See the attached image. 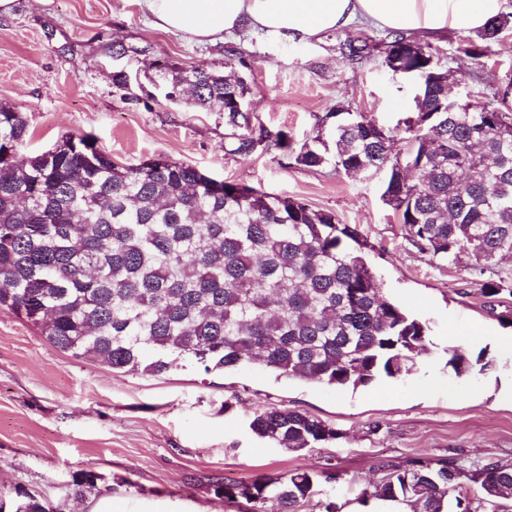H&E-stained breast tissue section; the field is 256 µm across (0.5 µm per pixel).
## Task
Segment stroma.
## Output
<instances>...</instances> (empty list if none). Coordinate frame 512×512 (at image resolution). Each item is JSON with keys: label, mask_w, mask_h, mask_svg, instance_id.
Wrapping results in <instances>:
<instances>
[{"label": "stroma", "mask_w": 512, "mask_h": 512, "mask_svg": "<svg viewBox=\"0 0 512 512\" xmlns=\"http://www.w3.org/2000/svg\"><path fill=\"white\" fill-rule=\"evenodd\" d=\"M383 39L385 30L358 23L328 34L318 47L270 42L262 33H230L200 46L155 30L133 0H14L0 16V103L25 113V154L37 155L62 135H87L116 162L162 156L218 179L300 199L358 228L366 260L382 290L427 320L432 342L407 377L338 389L276 379L250 365L225 374L196 367L159 377L112 371L49 345L39 331L0 310V500L24 490L54 512H90L105 497L112 512H247L215 492V482L248 484L295 470L322 475L299 512H375L359 494L379 481L380 463L407 466L448 461L471 467L493 459L512 464V353L498 340L512 335V254L486 276L502 279L496 300L480 292L466 255L440 259L408 243L382 199L383 174L353 176L331 167L307 169L256 149L228 153L223 113L192 101L168 102L154 91L149 63L182 68L221 64L228 49L248 61L254 120L288 133L295 144L316 137L327 112L344 105L387 129L413 110L415 82L392 75L382 57L351 63L338 43L348 33ZM467 32L431 40L439 65L457 91L486 92L490 76L512 75V32L482 62L459 50ZM120 42L139 52L113 61ZM125 67L154 98L122 99L112 84ZM470 354L488 350L493 366L456 376L449 344ZM298 410L336 429V440L293 453L248 428L254 412ZM94 472L93 487L76 477Z\"/></svg>", "instance_id": "1"}]
</instances>
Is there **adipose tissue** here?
I'll list each match as a JSON object with an SVG mask.
<instances>
[{
	"instance_id": "1",
	"label": "adipose tissue",
	"mask_w": 512,
	"mask_h": 512,
	"mask_svg": "<svg viewBox=\"0 0 512 512\" xmlns=\"http://www.w3.org/2000/svg\"><path fill=\"white\" fill-rule=\"evenodd\" d=\"M162 32L200 44L232 31L262 32L275 42L312 44L364 21L408 35L478 30L508 0H134Z\"/></svg>"
}]
</instances>
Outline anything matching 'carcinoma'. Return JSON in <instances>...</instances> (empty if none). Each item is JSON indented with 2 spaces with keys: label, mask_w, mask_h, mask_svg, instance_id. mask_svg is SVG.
<instances>
[{
  "label": "carcinoma",
  "mask_w": 512,
  "mask_h": 512,
  "mask_svg": "<svg viewBox=\"0 0 512 512\" xmlns=\"http://www.w3.org/2000/svg\"><path fill=\"white\" fill-rule=\"evenodd\" d=\"M512 30V13L490 20L464 52L479 61ZM382 50L394 74L414 76L420 98L396 135L368 115L338 106L327 113L328 139L294 148L288 134L254 124L249 93L225 70L247 66L230 50L224 69L151 67L171 90L196 88V106L224 113L228 152L262 146L309 169L350 175L386 173L382 199L417 250L443 258L467 253L484 273L512 253V76L491 84L492 99L458 107L437 81L446 74L431 46L402 32L378 44L368 36L339 42L347 61ZM28 123L0 105V309L25 319L55 348L110 369L161 376L196 365L224 373L260 364L278 379L335 388L366 387L416 370L429 352V326L387 296L362 255L357 228L331 212L253 186L217 182L163 157L121 165L86 136L67 134L52 149L23 154ZM486 351L448 346L455 374L486 371ZM259 438L297 452L337 438L298 410L275 407L249 422ZM380 483L361 498L406 504L411 512H474L464 484L482 501L512 499V465L487 460L470 470L441 461L381 464ZM318 476L294 471L242 486L215 484L249 512H298ZM13 512H51L16 491Z\"/></svg>",
  "instance_id": "1"
}]
</instances>
